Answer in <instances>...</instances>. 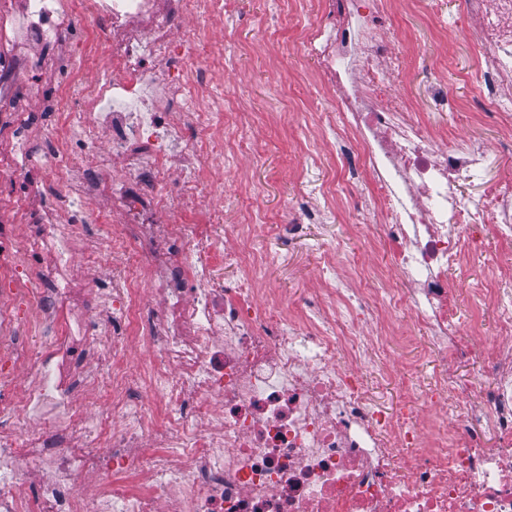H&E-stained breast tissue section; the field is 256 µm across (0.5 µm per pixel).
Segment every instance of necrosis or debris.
<instances>
[{
	"mask_svg": "<svg viewBox=\"0 0 512 512\" xmlns=\"http://www.w3.org/2000/svg\"><path fill=\"white\" fill-rule=\"evenodd\" d=\"M309 4L313 28L284 49L336 95L346 138L322 194L370 177L392 274L352 256L368 285L348 287L325 242L317 287L287 301L262 285L264 237L303 225L269 223L216 176L227 150L264 160L249 113L215 94L224 0H0V512H512V182H487L483 142L406 119L387 0ZM458 9L511 158L512 0ZM100 39L112 72L92 83L80 63ZM52 68L36 143L26 88ZM48 181L66 222L38 203ZM490 236L505 275L476 294L496 333L465 334L448 272ZM409 316L437 357L425 379L389 353ZM375 374L400 388L394 407L370 394Z\"/></svg>",
	"mask_w": 512,
	"mask_h": 512,
	"instance_id": "obj_1",
	"label": "necrosis or debris"
}]
</instances>
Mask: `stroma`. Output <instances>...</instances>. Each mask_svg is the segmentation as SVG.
<instances>
[{
	"instance_id": "1",
	"label": "stroma",
	"mask_w": 512,
	"mask_h": 512,
	"mask_svg": "<svg viewBox=\"0 0 512 512\" xmlns=\"http://www.w3.org/2000/svg\"><path fill=\"white\" fill-rule=\"evenodd\" d=\"M453 9L454 0H442L441 12L432 16L422 11L417 0H391L392 23L402 31L410 49L405 76L409 116L450 140L479 139L493 152L499 128L484 119L476 99L482 80L479 52L473 44L457 38L456 29L464 19ZM283 21L293 31L309 27L312 17L303 0H235L220 24L226 34L224 53L232 58L233 67L226 71L219 90L231 98L243 97L245 110L253 114L251 143L266 155L265 165L255 174L263 188L259 205L272 217L287 200L306 196L312 203L322 204L320 185L330 177L332 169L331 136L319 132L321 164L312 166L306 157V130L298 115L333 111V97L315 87L311 66L285 68L278 47L265 46L257 39L261 30L277 28ZM433 77L447 88V111H438L426 96V85ZM280 85L289 88V104H281L276 95ZM490 176L512 180V162L493 152ZM352 209L349 203L336 204L329 210L326 222L309 225L304 237L289 243L270 240L278 261L270 269L267 283L289 299L302 289L316 287L318 264L313 246L323 239L335 241L340 257L355 253L366 263L381 262V251L347 234L346 226L353 221ZM491 276L485 257L470 259L463 269L449 273L461 288V324L476 323L483 336L495 333L493 314L476 304L468 290ZM403 332L409 340L393 342L394 356L404 363L416 362L421 375H428L434 361L428 350L427 329L408 317Z\"/></svg>"
}]
</instances>
